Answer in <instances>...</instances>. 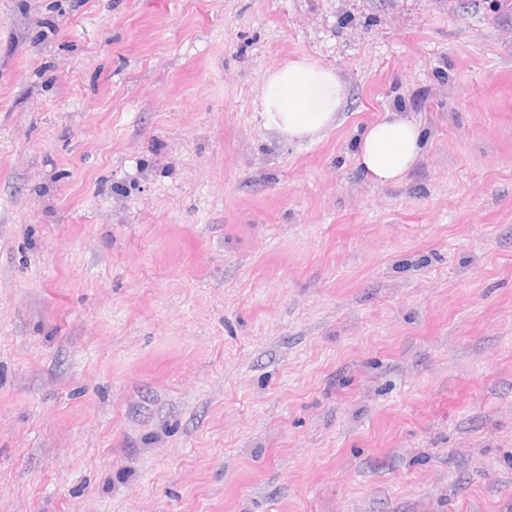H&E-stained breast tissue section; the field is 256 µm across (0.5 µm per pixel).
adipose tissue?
<instances>
[{"instance_id": "ef3b65f1", "label": "adipose tissue", "mask_w": 512, "mask_h": 512, "mask_svg": "<svg viewBox=\"0 0 512 512\" xmlns=\"http://www.w3.org/2000/svg\"><path fill=\"white\" fill-rule=\"evenodd\" d=\"M345 98L346 86L335 69L301 56L267 71L257 103L263 126L292 144L314 139L331 128ZM422 149L419 126L391 112L365 129L356 161L377 181L399 182L412 171Z\"/></svg>"}]
</instances>
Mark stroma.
Instances as JSON below:
<instances>
[{
	"mask_svg": "<svg viewBox=\"0 0 512 512\" xmlns=\"http://www.w3.org/2000/svg\"><path fill=\"white\" fill-rule=\"evenodd\" d=\"M0 512H512V8L0 0ZM345 98V83L335 69L299 56L267 71L258 90V114L263 126L288 144L301 143L339 120ZM389 112L369 125L359 139L356 161L380 182H400L412 171L423 149L422 132L411 119Z\"/></svg>",
	"mask_w": 512,
	"mask_h": 512,
	"instance_id": "35a3bbf8",
	"label": "stroma"
}]
</instances>
